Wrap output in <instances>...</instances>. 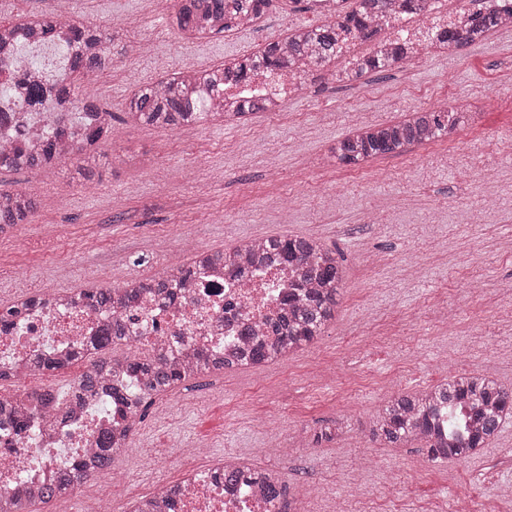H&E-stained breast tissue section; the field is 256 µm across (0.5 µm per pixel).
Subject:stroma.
Instances as JSON below:
<instances>
[{"label": "stroma", "mask_w": 512, "mask_h": 512, "mask_svg": "<svg viewBox=\"0 0 512 512\" xmlns=\"http://www.w3.org/2000/svg\"><path fill=\"white\" fill-rule=\"evenodd\" d=\"M174 0H71L83 24L112 37V64L90 94L111 112L115 137L87 184L72 167L29 181L0 170V189L29 190V223L0 235V309L21 292L63 293L151 278L183 263L186 239L225 249L259 237H310L347 278L336 318L294 356L178 384L150 406L110 474L119 507L150 493L175 467L149 459L204 447L280 470L300 512H506L512 420L462 461L430 463L419 443L386 448L368 428L398 391L487 374L512 389V29L456 53L344 81L320 77L280 111L244 123L157 129L125 123L136 85L171 69L204 70L246 57L289 30L324 24L313 0H281L263 24L202 44L168 24ZM465 100L474 117L447 141L364 169L336 161L337 140L359 124ZM345 421L344 435L308 443Z\"/></svg>", "instance_id": "stroma-1"}]
</instances>
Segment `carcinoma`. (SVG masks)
Masks as SVG:
<instances>
[{"label":"carcinoma","instance_id":"carcinoma-1","mask_svg":"<svg viewBox=\"0 0 512 512\" xmlns=\"http://www.w3.org/2000/svg\"><path fill=\"white\" fill-rule=\"evenodd\" d=\"M350 10L339 9L335 21L297 29L284 42H273L248 57L232 58L206 70H183L144 84L132 91L124 106L125 122L132 126L158 129L202 126L214 119L234 120L280 107L265 98L245 96L237 109L224 112V87L244 85L261 71L287 70L307 73L338 57L344 39H369L374 25L393 20L391 0H354ZM272 0H175L169 17L171 26L183 39L203 40L250 24L252 17L269 12ZM512 25L498 0H482L464 26L438 27L429 38L454 48L483 40L491 32ZM112 38L104 32L78 24L58 14L47 18L22 19L0 24V124L8 138L0 142V168L23 170L36 177L47 167L72 165L82 179L94 177L100 149L112 137V113L97 106L88 95L76 91L74 76L92 81L112 63ZM54 44L63 51L67 64L46 77L43 68L27 64L21 56L27 47ZM409 54L408 43H397L386 56L371 57L356 64L348 77L381 72ZM30 112H54V124L37 145L13 150L12 141H22L28 131L25 116L14 117V106ZM468 108L412 112L406 118L358 127L337 141L336 159L359 164L396 154L413 145L440 141L464 123ZM37 208L35 198L25 189L0 191V232L30 221ZM268 260L288 263L296 272L288 306L260 326V335H245L232 357L202 356L178 368L161 354L145 359L117 356L114 348L127 341L122 312L145 296L176 302L201 264L233 267L241 274L249 266ZM345 270L331 250L313 238L270 236L235 246L210 250L198 261L178 265L149 281L131 280L114 288H79L68 292L70 300L91 310L112 309V326L94 338L99 357L69 385L68 397L47 390L33 392L40 405L55 407L67 417L68 400L95 390L106 392L125 406L130 423L97 441L98 453L92 466L106 470L113 454L125 447L135 418L155 399L179 383L206 373L249 369L274 362L312 344L336 316ZM512 417V390L491 376L457 374L443 384L414 392H396L373 416L370 439L392 448L419 442L432 463L462 460L486 447L498 437L506 419ZM267 484L268 503L279 504L286 485L273 472L255 471L237 465L224 466V485L250 482ZM83 482V475L70 470L39 497L12 495L0 499V512H32L38 502L71 495Z\"/></svg>","mask_w":512,"mask_h":512}]
</instances>
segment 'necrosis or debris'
Instances as JSON below:
<instances>
[{
    "instance_id": "necrosis-or-debris-1",
    "label": "necrosis or debris",
    "mask_w": 512,
    "mask_h": 512,
    "mask_svg": "<svg viewBox=\"0 0 512 512\" xmlns=\"http://www.w3.org/2000/svg\"><path fill=\"white\" fill-rule=\"evenodd\" d=\"M475 6V0H442L437 10L381 25L375 38L348 40L342 57L321 68L320 74H339L354 57L375 54L401 36L425 44L431 28L462 23L464 14ZM287 297V266H263L242 277L204 269L190 280L178 302L168 305L147 299L127 310L123 319L134 354L160 351L170 362L184 365L202 355L232 351L239 343L242 322H261ZM111 323V312L92 311L50 294L22 308L17 324L0 334V370L10 372L13 381L9 390L0 389V403L21 407L29 422L28 430L20 434L0 425L1 497L33 494L49 486L62 472L88 462L96 437L114 428L118 410L102 394L78 400L64 419L35 411L27 374L33 358L66 360ZM194 455L190 449L175 459L180 470L178 494H169L166 481L157 482L152 512H268L261 487H225L212 478L210 469L192 464Z\"/></svg>"
}]
</instances>
